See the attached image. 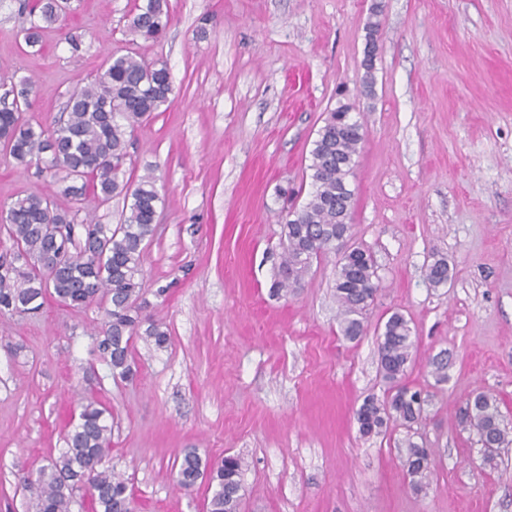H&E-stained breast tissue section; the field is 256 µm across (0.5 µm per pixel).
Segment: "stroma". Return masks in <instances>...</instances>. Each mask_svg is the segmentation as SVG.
<instances>
[{
  "label": "stroma",
  "mask_w": 512,
  "mask_h": 512,
  "mask_svg": "<svg viewBox=\"0 0 512 512\" xmlns=\"http://www.w3.org/2000/svg\"><path fill=\"white\" fill-rule=\"evenodd\" d=\"M374 2L169 0L170 25L146 43L124 27L135 0H72L32 48L19 0H0V98L31 79L30 122H53L114 53L166 61L175 86L129 146L132 177L153 172L162 197L142 268L171 342H137L138 375L121 382L90 353L98 305L49 296L0 316V512H26L24 476L90 398L112 414L137 512H206L205 484L173 483L186 448L210 463L243 455L241 512H512V447L485 464L462 421L487 392L512 428V0H382L366 96ZM342 104L365 131L347 243L372 254L381 286L356 341L340 332L339 249L294 294L270 290L282 210L308 200L313 142ZM59 189L0 149V207ZM435 252L450 268L439 288L426 279ZM395 311L415 341L405 381L429 402L365 438L355 411L385 390L377 336ZM442 352L444 382L426 365ZM408 437L436 451L420 494L399 454Z\"/></svg>",
  "instance_id": "obj_1"
}]
</instances>
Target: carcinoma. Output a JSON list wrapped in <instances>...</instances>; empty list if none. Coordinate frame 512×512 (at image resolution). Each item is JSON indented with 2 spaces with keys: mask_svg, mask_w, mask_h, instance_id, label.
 <instances>
[{
  "mask_svg": "<svg viewBox=\"0 0 512 512\" xmlns=\"http://www.w3.org/2000/svg\"><path fill=\"white\" fill-rule=\"evenodd\" d=\"M29 15L24 32L27 45L39 43L40 31L70 9L69 0H25ZM380 4L371 9L366 27L367 53L375 48L380 31ZM171 21L168 0H142L129 14L128 29L145 41H155ZM31 82L20 81L11 103L0 108V142L20 166L33 163L61 186L69 206L60 208L48 197L26 195L0 209L5 221L0 231L12 241L13 257L0 258V315L36 313L46 295L68 306L99 304L106 321L91 335V352L108 367L114 380L132 381L138 369L133 350L141 339L157 349L168 347L171 333L159 319L144 314L142 261L144 244L153 236L161 200L157 179L149 172L134 181L128 136L136 126L171 104L173 82L162 60L148 62L133 54L112 56L104 71L68 96L64 115L54 124H33L23 118ZM341 105L327 113L311 151V198L288 209L283 224V256L272 283L279 296L301 287L314 259L336 247V236L350 231L354 190L349 177L364 139L361 121ZM123 197L122 218L102 224L93 210L112 198ZM59 243L67 259L50 273L36 260ZM448 260L433 256L426 277L435 288L449 279ZM379 282L372 256L355 246L338 264L336 302L340 331L349 340L367 331V311ZM414 341L408 320L392 313L378 334V365L387 384L383 397H364L356 410L359 432L379 435L391 421L411 424L422 417L425 399L402 383L413 362ZM97 401L81 406L64 435L65 448L36 473L24 479L22 489L34 500L36 512H73L76 492L88 496L90 512H133L129 484L108 465L112 452V425ZM465 421L483 447V460L496 463L501 449L512 446V430L504 425L499 402L478 393L466 403ZM411 490L429 485L434 452L416 442L400 448ZM245 458L227 453L208 467L196 451L183 454L176 472L180 489L191 491L207 480L206 512H240Z\"/></svg>",
  "mask_w": 512,
  "mask_h": 512,
  "instance_id": "carcinoma-1",
  "label": "carcinoma"
}]
</instances>
